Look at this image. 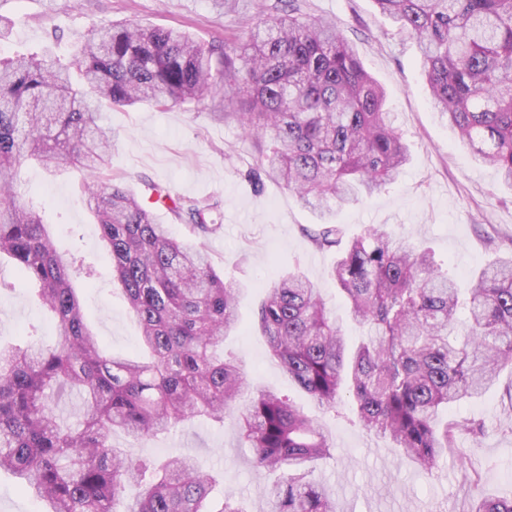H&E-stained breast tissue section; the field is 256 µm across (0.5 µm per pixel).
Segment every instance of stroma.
<instances>
[{
  "label": "stroma",
  "mask_w": 512,
  "mask_h": 512,
  "mask_svg": "<svg viewBox=\"0 0 512 512\" xmlns=\"http://www.w3.org/2000/svg\"><path fill=\"white\" fill-rule=\"evenodd\" d=\"M304 11L335 20L354 44L363 66L385 87L393 124L410 148L398 180L339 211L337 222L351 232L374 224L422 243L462 287L488 261L512 254V188L499 181L493 168L457 147L451 128L431 106L414 40L400 33L374 0H304ZM0 12L13 24L5 55L47 48L65 60L72 57L76 36L91 32L105 18L179 28L202 42L241 34L255 18L249 5L220 14L211 0H6ZM101 123L114 139L112 170L125 177L141 203H148L152 182L178 196L219 202L221 228L206 249L218 273L244 286L238 329L225 338L224 350L239 358L252 389L288 398L316 416L332 436L331 454L315 462L313 477L335 499L336 512H470L477 485L512 496V369H504L482 397L449 409L448 422L475 416L483 419L486 431L476 439L457 436L466 462L448 457L430 475L388 439L367 433L348 404L336 413L319 411L270 359L255 324L264 283L297 270L319 285L350 340L362 336L330 278L334 252L318 250L310 240L317 214L261 170L256 144L210 104L165 111L150 105L106 106ZM81 180L75 168L53 177L34 165L24 175L27 195L41 203L57 248L79 253L98 272L95 280L75 282L87 322L108 353L131 357L140 352L139 330L112 280ZM0 279L10 285L0 293V344H22L33 328L43 345L57 344L56 325L34 283L7 259L0 261ZM113 442L134 457L192 455L203 471L218 476L209 496L214 508L227 491L248 501L259 499L275 479L254 466L239 428L230 422L196 418L149 440L135 442L119 433Z\"/></svg>",
  "instance_id": "stroma-1"
}]
</instances>
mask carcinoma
Listing matches in <instances>:
<instances>
[{
	"instance_id": "obj_1",
	"label": "carcinoma",
	"mask_w": 512,
	"mask_h": 512,
	"mask_svg": "<svg viewBox=\"0 0 512 512\" xmlns=\"http://www.w3.org/2000/svg\"><path fill=\"white\" fill-rule=\"evenodd\" d=\"M375 3L415 39L429 96L458 143L512 185V0ZM256 17L247 38L210 43L103 20L77 37L68 62L47 51L0 60V257L37 285L60 337L40 345L33 328L24 345L0 346V470L47 502L46 512H336L308 479L331 448L317 418L251 390L223 351L238 326L241 286L202 250L220 229L218 204L148 185L192 242L171 239L109 167L105 105L166 110L219 98L224 117L255 139L264 171L319 214L311 241L336 249L331 277L366 335L347 349L322 289L298 271L266 285L256 324L270 358L321 410L337 411L346 390L367 432L390 437L427 471L456 434L485 432L474 418L450 426L442 414L512 368V256L480 268L462 290L428 248L379 226L343 240L329 201L353 206L395 183L408 146L384 88L334 22L307 18L298 0H257ZM32 162L51 174L84 170L144 357H113L85 321L73 283L92 273L58 251L41 205L22 197ZM66 391L81 397L73 424L55 412ZM232 415L254 464L283 472L264 507L227 492L214 511L210 478L193 457L160 464L112 444L115 431L144 441L197 416L222 423ZM471 512H512V497L481 494Z\"/></svg>"
}]
</instances>
